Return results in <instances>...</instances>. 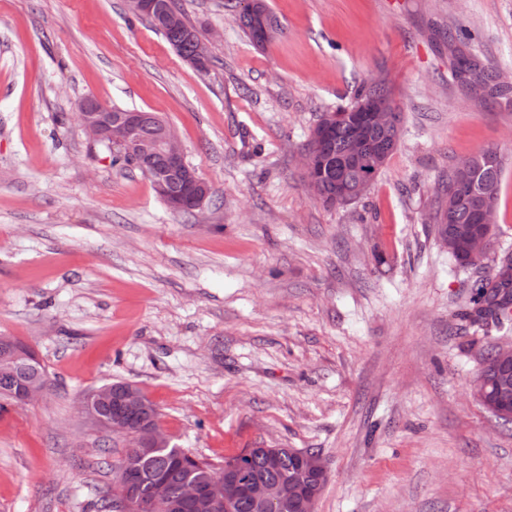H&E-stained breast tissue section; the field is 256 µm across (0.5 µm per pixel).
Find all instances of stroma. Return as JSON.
Here are the masks:
<instances>
[{
	"instance_id": "35a3bbf8",
	"label": "stroma",
	"mask_w": 512,
	"mask_h": 512,
	"mask_svg": "<svg viewBox=\"0 0 512 512\" xmlns=\"http://www.w3.org/2000/svg\"><path fill=\"white\" fill-rule=\"evenodd\" d=\"M282 34L244 36V0H178L208 40L187 63L127 0H0V336L51 386L0 412V512H98L123 438L81 398L136 384L171 445L214 464L318 453L315 512H512V424L472 385L488 344L462 317L512 253V106L449 83L469 32L512 85V0H266ZM384 79L400 138L370 191L326 207L299 155L321 115ZM86 97L155 112L212 187L195 218L80 127ZM501 162L496 240L452 268L430 216L449 174Z\"/></svg>"
}]
</instances>
